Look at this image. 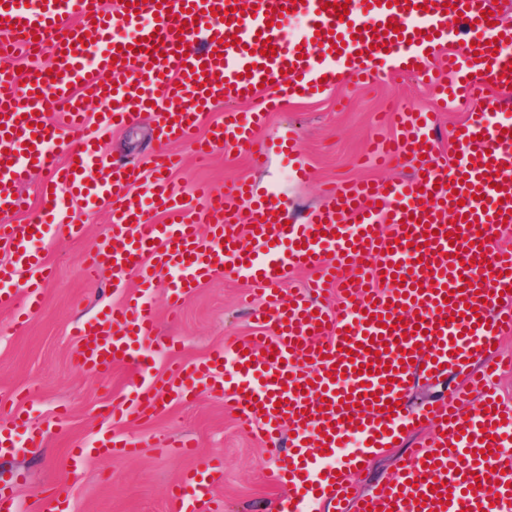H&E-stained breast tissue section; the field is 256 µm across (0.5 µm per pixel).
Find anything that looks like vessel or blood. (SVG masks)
Here are the masks:
<instances>
[{"instance_id":"1","label":"vessel or blood","mask_w":512,"mask_h":512,"mask_svg":"<svg viewBox=\"0 0 512 512\" xmlns=\"http://www.w3.org/2000/svg\"><path fill=\"white\" fill-rule=\"evenodd\" d=\"M337 2L347 15L326 0H116L110 11L100 0H0V45L23 55L47 41L53 56L50 71L22 77L0 64V213L28 208L21 189L32 168L48 173L37 217L0 224V250L9 255L0 263V308L27 320L41 311L55 271L31 244L49 236L61 194L106 209L108 231L87 271L127 294L77 324L85 373L146 368L156 323L148 295L164 271L174 309L215 274L245 280L264 296L250 319L265 332L247 347L231 344L151 378L108 414L151 418L168 401L223 393L245 430L271 443L292 431L274 473L291 497L288 512L321 502L329 512H512V405L486 390L469 407L467 388L415 411L404 403L417 374L435 379L478 363L489 377L512 367L492 350L512 335V248L495 243L512 224V122L493 115L484 95L492 86L512 90V26L491 0ZM296 16L306 27L287 36ZM119 25L133 38L116 36ZM136 38L141 48H133ZM449 42L448 80L437 88L443 101L469 107L452 132L454 163L440 162L429 116L398 113L397 137L376 141L368 158L379 166L409 161L411 177L330 184L304 224L289 223L280 202L256 200L244 181L187 191L172 176L180 160L167 151L140 170L112 164L101 150L108 131L148 109L160 140L188 142L198 155L252 146L268 112L319 94L321 82L363 87L386 66L433 79L434 54ZM257 97L263 109L225 113L195 137L215 103ZM88 99L102 107L92 121ZM52 104L64 108V122L48 113ZM296 269L313 279L281 293ZM19 279L27 283L21 300L8 288ZM332 289L341 296L333 309L319 302ZM350 395L358 403L348 408ZM22 414L18 405L0 414V458L13 454L27 425ZM423 422L434 436L411 450L392 483L355 496L353 468ZM351 438L360 448L337 457ZM223 473L218 457L184 473L171 489V512H220L214 490Z\"/></svg>"}]
</instances>
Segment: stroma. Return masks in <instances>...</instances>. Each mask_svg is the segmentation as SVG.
Instances as JSON below:
<instances>
[{
	"instance_id": "obj_1",
	"label": "stroma",
	"mask_w": 512,
	"mask_h": 512,
	"mask_svg": "<svg viewBox=\"0 0 512 512\" xmlns=\"http://www.w3.org/2000/svg\"><path fill=\"white\" fill-rule=\"evenodd\" d=\"M440 105L427 83L389 69L370 87L334 85L318 96L290 103L284 111L270 113L258 133L267 147L262 166H253L245 147L201 162L182 143L178 149L185 159L174 177L189 188L207 183L217 189L234 179H250L259 197L284 202L291 222L302 224L317 206L323 183L409 178L408 163L377 169L362 164L360 157L373 135L390 133V126L383 123L387 112H434L445 127L464 120L466 107L444 112ZM289 131L297 139L309 172L307 180L295 176L279 147L280 135ZM101 146L114 160L147 165L159 146L155 116L142 113L106 135ZM62 219L84 225L85 233L73 238L56 228L38 243V251L57 270L45 289L39 315L17 324L11 312L0 310V408L16 401L28 417L27 432L16 437L17 454L0 463V468L18 476L15 491L20 512H47L52 484L68 497L70 512H170L169 487L211 455L224 461L216 489L217 498L224 502L223 512H278V504L288 498L287 491L268 480L278 450L242 432L219 393L200 395L190 404H171L164 415L148 421L132 414L110 421L101 418L102 409L138 389L140 373L116 365L110 375L92 377L76 365L75 321L112 305L116 295L104 281L88 279L83 272L85 254L96 250L107 231L106 212L71 200ZM167 280V275H159L152 292L157 313L154 334L164 342L154 356L158 371L168 374L178 364L199 362L210 349L228 341L255 340L258 331L241 304L247 290L244 280L214 275L187 295L174 318L167 314ZM109 429L141 443L142 451L91 453L78 472H70L65 459L73 444L93 445ZM430 433L427 427L409 430L397 446L370 458L363 475L355 479L358 492L380 489L392 480L408 449ZM184 438L197 443V455L184 456L172 449V442Z\"/></svg>"
}]
</instances>
